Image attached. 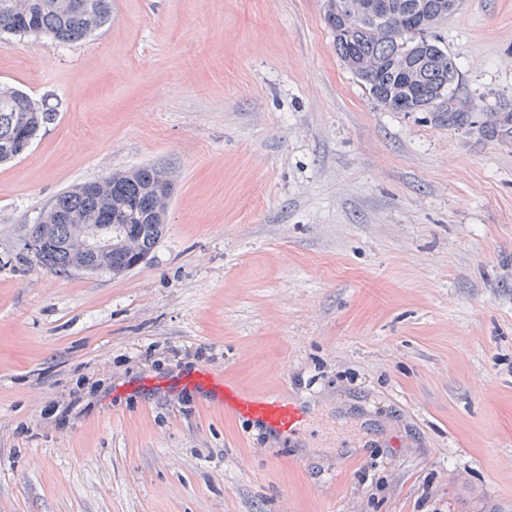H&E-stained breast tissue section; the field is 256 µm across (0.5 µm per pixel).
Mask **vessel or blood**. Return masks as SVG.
<instances>
[{"label": "vessel or blood", "mask_w": 512, "mask_h": 512, "mask_svg": "<svg viewBox=\"0 0 512 512\" xmlns=\"http://www.w3.org/2000/svg\"><path fill=\"white\" fill-rule=\"evenodd\" d=\"M225 416L261 424L279 436L307 438L315 435L319 425L303 404L285 391L272 388L265 391L242 389L234 380L223 383Z\"/></svg>", "instance_id": "1"}]
</instances>
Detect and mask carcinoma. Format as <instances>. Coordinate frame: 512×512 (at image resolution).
<instances>
[{
  "instance_id": "carcinoma-1",
  "label": "carcinoma",
  "mask_w": 512,
  "mask_h": 512,
  "mask_svg": "<svg viewBox=\"0 0 512 512\" xmlns=\"http://www.w3.org/2000/svg\"><path fill=\"white\" fill-rule=\"evenodd\" d=\"M0 0V33L39 34L59 43L76 42L103 27L111 17V0ZM394 11L376 18L362 9L346 10L327 18L336 52L344 65L369 89L381 106L395 112H417L451 99L458 75L455 60L437 43L429 42L428 62L408 73L396 63L430 29L448 17L441 9L447 0H390ZM407 19L410 33L395 42L390 32ZM24 112L29 137L54 120L55 113L41 109L23 91L0 88V163L18 157V135L12 115ZM172 188L167 175L153 166L125 174H112L59 193L30 227L28 235L44 237L38 262L54 274L68 275L74 255L70 240L75 224H127L128 246L112 242V266H130L137 255H148L165 230Z\"/></svg>"
}]
</instances>
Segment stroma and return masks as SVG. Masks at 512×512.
I'll return each mask as SVG.
<instances>
[{"instance_id":"stroma-1","label":"stroma","mask_w":512,"mask_h":512,"mask_svg":"<svg viewBox=\"0 0 512 512\" xmlns=\"http://www.w3.org/2000/svg\"><path fill=\"white\" fill-rule=\"evenodd\" d=\"M327 0H112L83 40L0 39L54 110L0 163V512H512V0L436 34L448 111L383 108ZM143 165L163 238L122 274L25 244L55 196ZM201 371L338 434L277 442Z\"/></svg>"}]
</instances>
